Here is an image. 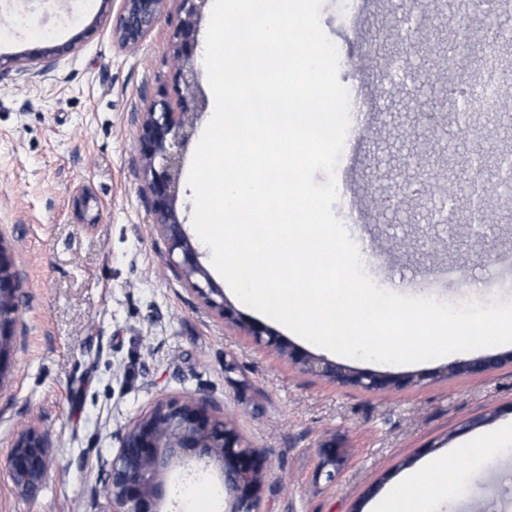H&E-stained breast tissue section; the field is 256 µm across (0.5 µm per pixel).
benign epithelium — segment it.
<instances>
[{
	"instance_id": "7a95c632",
	"label": "benign epithelium",
	"mask_w": 512,
	"mask_h": 512,
	"mask_svg": "<svg viewBox=\"0 0 512 512\" xmlns=\"http://www.w3.org/2000/svg\"><path fill=\"white\" fill-rule=\"evenodd\" d=\"M208 0H120L112 41L124 49L140 45L159 21L176 12L180 15L174 31V59L177 65L176 99L153 100L137 113L139 122L138 151L146 184L147 203L153 223L168 248V264L174 274L184 280L224 321L243 329L256 342L288 354L305 370L368 390L385 391L396 382L377 374L346 373L336 365L323 362L288 347L277 334L259 323L244 321L235 311L216 297H224L215 287L198 261L196 248L186 236L175 202L179 193V175L184 151L203 116V101L197 95L198 72L194 62L195 32ZM434 6L437 29H447V4L414 0L413 14L420 18ZM502 33L492 29L475 38L464 27L456 40L460 49L474 53L485 41L500 42ZM75 50L71 43L35 47L9 60L0 62V75L15 67L24 72L28 66H40L39 73L51 69L60 57ZM459 112L440 114L436 122L438 138L448 141V131L455 129ZM430 154L410 150L398 159L403 190L415 183L427 182V171L433 165ZM457 182L470 193L468 223L485 224L484 200L489 187L512 181V171L494 175L485 168V154H471L465 172ZM376 196L382 199L378 210L384 214L399 210V202L389 194V186L381 183ZM22 287L12 257L0 245V376L10 356V343L17 324V298ZM501 358L489 355L483 359L450 366L452 372H483L498 366ZM119 450L112 462L101 470V481L112 499V512H163L160 504L170 497V489L162 473L174 461H196L206 467L214 462L221 470L222 482L234 493L231 512H257L260 475L263 469L261 451L247 444L236 428L205 399H159L151 409L130 423L118 437ZM49 440L33 428L23 430L7 458V469L14 485L29 497L38 494L48 474Z\"/></svg>"
}]
</instances>
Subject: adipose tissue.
<instances>
[{
  "mask_svg": "<svg viewBox=\"0 0 512 512\" xmlns=\"http://www.w3.org/2000/svg\"><path fill=\"white\" fill-rule=\"evenodd\" d=\"M447 456H435L428 459L416 469L406 472L400 482L378 502L371 512H438L439 506L446 494L459 495L465 490L464 479H457L449 492H437L419 497H407L406 489L418 482L434 483L440 473L447 471Z\"/></svg>",
  "mask_w": 512,
  "mask_h": 512,
  "instance_id": "ef3b65f1",
  "label": "adipose tissue"
}]
</instances>
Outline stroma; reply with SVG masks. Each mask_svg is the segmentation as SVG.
Wrapping results in <instances>:
<instances>
[{"mask_svg": "<svg viewBox=\"0 0 512 512\" xmlns=\"http://www.w3.org/2000/svg\"><path fill=\"white\" fill-rule=\"evenodd\" d=\"M390 0H370L364 38L348 39L353 0H324L321 25L339 55V80L351 102L388 93L381 67L396 53L383 32ZM101 0H0V56L41 44L75 43L42 76H0V238L22 278L12 363L0 379V512H112L99 481L101 461L118 453L117 432L161 397H202L217 405L244 440L267 455L259 512H370L408 470L512 418V362L451 375L452 363L484 350L416 365L341 357L261 319L233 292L235 312L293 347L342 368L399 379L383 393L304 372L260 345L193 294L168 267L166 244L141 193L134 112L172 90L176 16L161 19L141 46L112 42L96 24ZM499 81L500 112L480 118L486 151L512 139V45L480 68ZM508 81H501V74ZM351 176H337L332 210L349 219L357 191L366 223L350 226L366 272L378 286L456 303L512 301V220L495 233L429 221L430 198L405 197L395 220L369 207L379 175L397 179L389 156L414 146L417 130L372 113ZM466 262L472 288L453 270ZM50 440L52 464L37 497L18 490L6 460L26 427ZM341 462L335 481L319 471L325 445ZM466 494L441 512H512V454L467 464ZM189 465L164 473L181 488V512H230L220 471L189 477Z\"/></svg>", "mask_w": 512, "mask_h": 512, "instance_id": "obj_1", "label": "stroma"}]
</instances>
